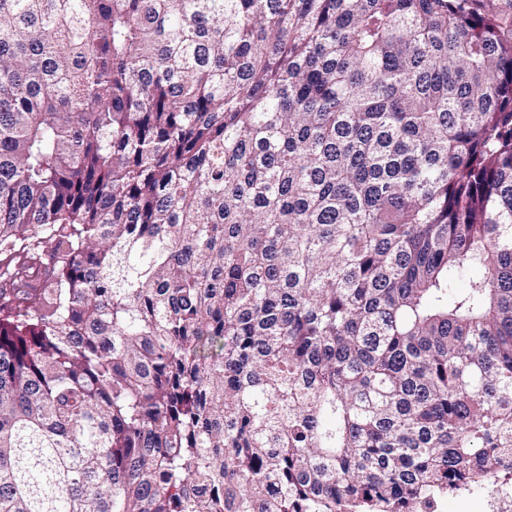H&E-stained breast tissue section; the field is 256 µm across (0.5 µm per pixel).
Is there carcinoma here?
Here are the masks:
<instances>
[{"label":"carcinoma","instance_id":"cac0c4a2","mask_svg":"<svg viewBox=\"0 0 512 512\" xmlns=\"http://www.w3.org/2000/svg\"><path fill=\"white\" fill-rule=\"evenodd\" d=\"M511 457L512 0H0V512Z\"/></svg>","mask_w":512,"mask_h":512}]
</instances>
